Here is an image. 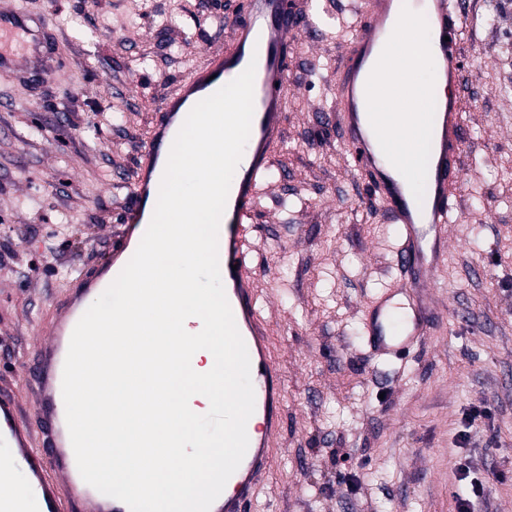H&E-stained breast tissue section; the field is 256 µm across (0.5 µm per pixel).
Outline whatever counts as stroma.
Instances as JSON below:
<instances>
[{
	"label": "stroma",
	"instance_id": "stroma-1",
	"mask_svg": "<svg viewBox=\"0 0 512 512\" xmlns=\"http://www.w3.org/2000/svg\"><path fill=\"white\" fill-rule=\"evenodd\" d=\"M5 2L51 15L58 36L59 69L41 90L0 74V332L25 340L73 265L106 248L163 98L206 62L237 0ZM349 3L307 0L299 82L257 202L249 257L286 411L251 512H451L457 496L512 512V0H463L458 219L426 292L432 334L401 360L370 357L363 331L366 301L398 275L399 228L380 222L321 119L356 21ZM64 221L93 234L70 241ZM462 463L486 478L481 496Z\"/></svg>",
	"mask_w": 512,
	"mask_h": 512
}]
</instances>
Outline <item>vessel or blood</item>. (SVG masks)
I'll return each instance as SVG.
<instances>
[{
	"instance_id": "obj_1",
	"label": "vessel or blood",
	"mask_w": 512,
	"mask_h": 512,
	"mask_svg": "<svg viewBox=\"0 0 512 512\" xmlns=\"http://www.w3.org/2000/svg\"><path fill=\"white\" fill-rule=\"evenodd\" d=\"M468 13L461 0H367L344 41L334 71L336 108L331 118L353 168L366 181L385 223L399 227L395 262L399 283L369 299L366 344L382 359H399L430 334L432 319L423 292L432 287L446 258V232L457 215L464 145L458 90L462 80L461 33ZM307 15L297 0H238L224 22V39L202 67L178 81L162 101L154 127L137 153L136 175L127 187L128 203L108 248L94 261L77 266L65 288L42 305L34 323L32 350L21 351L12 336L0 335V471L22 474L21 484L0 491V512H129L122 501L103 495L81 477L65 418L62 376L72 332L113 282L136 250L150 223L174 139L188 112L254 66V114L248 142L234 173L219 229L221 277L236 326L251 362L260 434L249 437L247 452L210 512H249L272 460L271 439L284 426V380L268 343L258 309L256 275L246 261L248 223L255 211L262 177L284 136L291 77V54ZM429 40L444 93L431 108L433 135L418 143L423 156L413 172L375 146L378 115L373 101L405 107L411 84L402 76L373 84L367 74L380 44L404 53L416 40ZM54 23L30 20L19 8L0 9V73L28 78L23 61L39 60L42 77L57 70Z\"/></svg>"
}]
</instances>
